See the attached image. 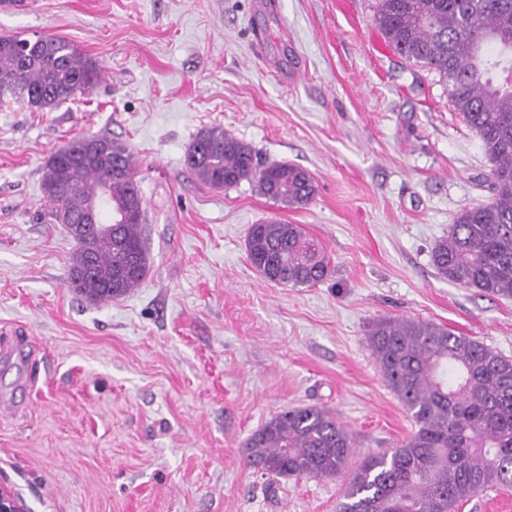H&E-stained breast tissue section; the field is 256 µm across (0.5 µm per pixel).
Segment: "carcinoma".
<instances>
[{
	"instance_id": "cac0c4a2",
	"label": "carcinoma",
	"mask_w": 512,
	"mask_h": 512,
	"mask_svg": "<svg viewBox=\"0 0 512 512\" xmlns=\"http://www.w3.org/2000/svg\"><path fill=\"white\" fill-rule=\"evenodd\" d=\"M374 21L406 60L448 83V97L491 163L488 200L462 211L435 242L437 275L464 288L512 299V0H377ZM100 71L71 42L52 35L0 36V99L51 111L97 84ZM78 137L45 163L42 192L74 240L68 287L96 303L124 297L145 280L143 197L127 146ZM186 164L214 188L243 180L286 207H305L317 187L304 168L263 164L252 147L213 127L189 146ZM107 195L112 232L78 234L89 204ZM248 259L267 283L310 288L331 259L302 224L271 217L251 225ZM367 342L387 386L416 424L396 448L368 455L349 474L337 512H458L489 489L512 487V359L432 321L381 318ZM352 433L330 412L285 408L243 444L244 463L281 478L336 477L354 454Z\"/></svg>"
}]
</instances>
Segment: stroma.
Segmentation results:
<instances>
[{"instance_id": "35a3bbf8", "label": "stroma", "mask_w": 512, "mask_h": 512, "mask_svg": "<svg viewBox=\"0 0 512 512\" xmlns=\"http://www.w3.org/2000/svg\"><path fill=\"white\" fill-rule=\"evenodd\" d=\"M376 2L0 11V34L64 38L102 71L49 112L0 100V479L32 512H336L345 477L272 483L240 450L295 406L347 424L358 459L408 439L416 426L367 344L373 320L433 321L512 358V299L431 262L457 214L487 198L490 163L439 74L388 46ZM211 127L307 169L314 201L197 182L186 150ZM88 134L132 153L153 256L139 288L100 304L70 290L74 242L41 189L49 157ZM271 217L305 225L332 276L263 282L244 240Z\"/></svg>"}]
</instances>
